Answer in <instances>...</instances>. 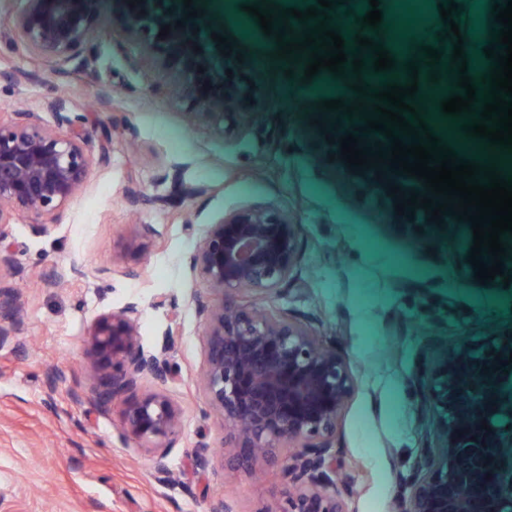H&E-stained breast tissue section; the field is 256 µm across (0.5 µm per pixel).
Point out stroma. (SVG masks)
I'll return each mask as SVG.
<instances>
[{
	"label": "stroma",
	"instance_id": "1",
	"mask_svg": "<svg viewBox=\"0 0 512 512\" xmlns=\"http://www.w3.org/2000/svg\"><path fill=\"white\" fill-rule=\"evenodd\" d=\"M253 2L205 0L203 16L188 20L182 0H143L170 26L174 50H196L216 82H229L225 111L254 113L244 128L189 124L191 99L168 91L182 79L177 63L165 61L147 79L137 64L140 44L120 31L98 41L91 77L77 63L36 61L0 41V111L37 109L51 124L46 105L64 95L90 143L112 132L107 163L92 167L62 224L38 234L22 218L6 240L18 271L0 276V285L15 290L25 323L17 341L0 345V512H207L221 493L238 512H255L281 491L272 471L253 479L217 459L218 479L194 467L199 448L220 444L223 432L197 385L207 344L195 301L212 292L190 279L181 259L229 211L274 207L300 226L301 262L290 289L265 305L308 319L356 372L338 431L336 483L351 512H395L406 492L397 473H409L425 437L437 434L418 378L431 343L461 328L474 338L512 329V287L498 279L480 284L466 261L469 223L441 228L420 208L410 219L396 214L387 185L407 192L416 179L351 172L314 125L315 104L329 89L354 100L347 79L325 70L302 83L301 62L295 76L271 77L268 38L241 9ZM392 2L380 0L383 19L370 36L399 62L405 45L421 48L445 26L429 18L404 40L391 26ZM222 29L244 46L243 60L218 50L212 35ZM439 106L426 94L414 101L443 144L485 149L462 130L471 115L448 131L435 120ZM177 166L204 192L160 206L156 198L168 192ZM70 264L83 266L87 278L44 287L47 273ZM132 265L139 276H126ZM129 302L140 307L143 346L171 345L181 371L168 391L185 411L184 430L162 459L122 442L116 411L92 401L98 381L84 355L88 327ZM161 467L170 483L158 482Z\"/></svg>",
	"mask_w": 512,
	"mask_h": 512
}]
</instances>
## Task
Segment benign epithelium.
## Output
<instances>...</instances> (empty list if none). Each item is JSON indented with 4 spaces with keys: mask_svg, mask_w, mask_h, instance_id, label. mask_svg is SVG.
Listing matches in <instances>:
<instances>
[{
    "mask_svg": "<svg viewBox=\"0 0 512 512\" xmlns=\"http://www.w3.org/2000/svg\"><path fill=\"white\" fill-rule=\"evenodd\" d=\"M4 37L34 58L66 63L82 46L97 43L103 0H23ZM109 23L139 41V64L152 66L169 52L170 38L158 37L162 23L141 14L129 0H111ZM196 123L224 129L246 127L251 112L224 111L225 87L199 71L193 56L181 52ZM55 125L29 108L0 115V271L16 272L12 251L1 246L9 226L33 216L34 230L61 223L66 207L83 191L94 162L104 163L110 138L92 149L69 116V100L47 104ZM175 192L194 197L203 189L173 177ZM299 225L274 209H245L207 227L186 259L193 279L219 299L196 300L205 324L207 354L199 376L205 404L219 419L229 464L251 475L258 462L276 463L284 485L280 498L255 512H350L336 493L338 425L355 389L348 361L336 353L310 322L288 310L261 309V300L283 291L298 265ZM80 268H56L45 279L58 288L85 278ZM246 301L224 304V296ZM0 345L20 335L22 310L13 296L0 297ZM140 310L130 302L96 316L87 335L86 360L100 380L97 399L104 408L120 401V438L163 458L183 432L184 410L166 386L180 370L171 347L146 349L140 342ZM512 353V331L481 340L463 335L439 347L426 367L425 401L443 421L441 447H425L411 473L398 476L410 488L398 512H512V364L501 374L492 415L510 425L489 432L460 409L466 368L473 357L488 360Z\"/></svg>",
    "mask_w": 512,
    "mask_h": 512,
    "instance_id": "benign-epithelium-1",
    "label": "benign epithelium"
}]
</instances>
